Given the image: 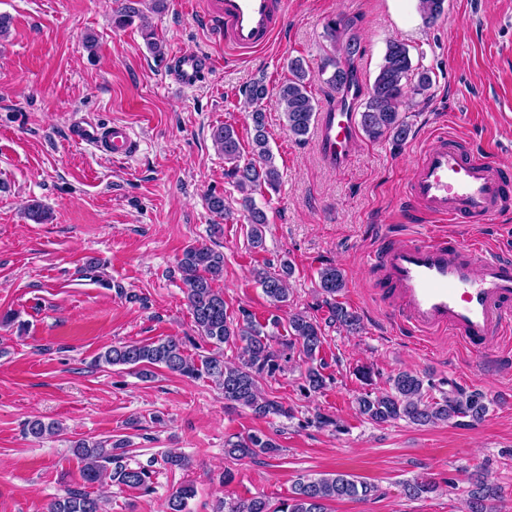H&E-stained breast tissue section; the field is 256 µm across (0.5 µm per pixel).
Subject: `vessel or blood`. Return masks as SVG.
<instances>
[{
  "instance_id": "1",
  "label": "vessel or blood",
  "mask_w": 512,
  "mask_h": 512,
  "mask_svg": "<svg viewBox=\"0 0 512 512\" xmlns=\"http://www.w3.org/2000/svg\"><path fill=\"white\" fill-rule=\"evenodd\" d=\"M220 33L226 46L247 53L268 44L287 16L286 0H220ZM211 67L198 54L175 59L183 87L199 83ZM359 90L339 93L321 116L318 150L336 168L345 167L358 135ZM84 143L123 157L136 151L127 126L87 125L73 132ZM512 202V181L489 152L464 147L446 128H436L418 155L402 208L435 222L490 224ZM373 261L385 272L399 300L398 317L423 335L449 333L479 350L489 337L512 334V258L485 243L442 233L411 237Z\"/></svg>"
}]
</instances>
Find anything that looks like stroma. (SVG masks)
Here are the masks:
<instances>
[{"instance_id": "1", "label": "stroma", "mask_w": 512, "mask_h": 512, "mask_svg": "<svg viewBox=\"0 0 512 512\" xmlns=\"http://www.w3.org/2000/svg\"><path fill=\"white\" fill-rule=\"evenodd\" d=\"M216 0H167L164 11L139 0L149 25L166 44L164 57L148 49L139 26H112L113 0H0L11 16L0 36V512H47L67 491L89 488L104 512H166L169 495L190 484L186 512H215L222 501L262 496L287 499L300 475L347 473L375 487L365 500L338 499L328 512H465L471 473L484 472L502 489L495 512H512V347L493 342L477 356L454 337L419 338L401 329L378 296L381 274L372 251L422 231V218L402 216L398 204L430 132L447 125L462 144L492 151L512 173V0H446L433 25L418 0H288L284 27L271 44L239 54L224 44ZM353 20L361 56L358 77L373 83L386 45L410 49L414 68L432 82L404 103L410 126L405 144L358 135L346 168L327 166L316 132L295 141L276 97L263 103L278 191L255 192L269 223L263 249L251 248L248 225L237 218L211 235L217 218L210 194L238 199L235 181L211 132L232 125L249 148V108L242 90L254 79L275 87L300 57L314 80L317 108L334 96L320 74L332 49L324 26ZM94 35L88 50L85 35ZM180 53L210 58L212 68L191 88L176 84ZM85 123L126 125L138 142L127 158L74 144ZM41 203L50 217L25 218ZM210 245L224 254L214 283L227 312L247 308L264 322L301 312L323 332L327 386L303 391L297 362L263 378L262 391L290 407L292 418H258L227 407L207 376L186 378L155 369L97 363L107 348L169 336L190 358L208 354L184 295L177 261L184 250ZM290 262L289 298L271 307L252 271L277 272ZM328 266L346 280L338 302L360 318L350 335L330 320L319 273ZM432 383L431 397L463 389L485 394L489 410L418 426L406 420L377 425L355 399L382 392L399 371ZM332 426H311L315 414ZM59 422L53 437L34 438L29 421ZM260 430L281 448L240 461L225 457V442ZM128 439L129 466L151 471L147 484L86 486L74 442ZM186 455L171 468L164 454ZM232 482H225V471ZM428 476L439 487L405 498L403 483Z\"/></svg>"}]
</instances>
